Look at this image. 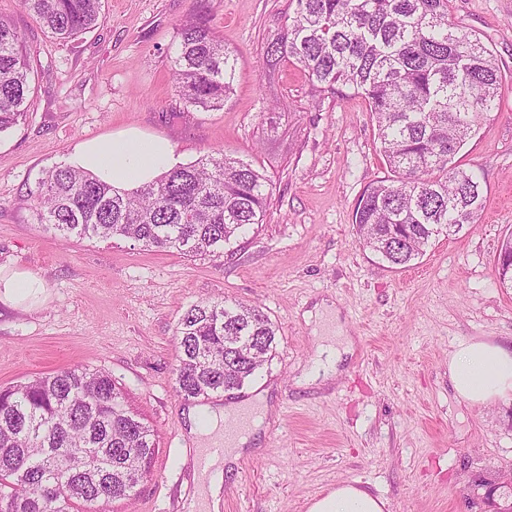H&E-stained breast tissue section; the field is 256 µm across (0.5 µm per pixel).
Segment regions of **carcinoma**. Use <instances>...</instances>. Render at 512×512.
I'll list each match as a JSON object with an SVG mask.
<instances>
[{
  "label": "carcinoma",
  "instance_id": "carcinoma-1",
  "mask_svg": "<svg viewBox=\"0 0 512 512\" xmlns=\"http://www.w3.org/2000/svg\"><path fill=\"white\" fill-rule=\"evenodd\" d=\"M265 54L326 90L362 96L391 176L357 199L358 243L391 266L420 258L437 237L475 224L484 192L454 162L500 104L503 76L477 37L449 20L450 0H295ZM55 39L103 19L102 0H20ZM176 95L203 112L224 107L235 59L201 15L177 28ZM33 68L23 35L0 19V134L25 120ZM269 180L216 149L155 181L118 193L70 165L38 181V223L62 240L131 241L147 250L221 257L263 223ZM175 391L185 401L242 389L276 351V327L259 308L228 300L191 306L181 319ZM253 337L238 348L231 337ZM152 430L130 410L112 375L67 368L0 386V512H99L129 495L155 456Z\"/></svg>",
  "mask_w": 512,
  "mask_h": 512
}]
</instances>
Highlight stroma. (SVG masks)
I'll return each instance as SVG.
<instances>
[{
  "mask_svg": "<svg viewBox=\"0 0 512 512\" xmlns=\"http://www.w3.org/2000/svg\"><path fill=\"white\" fill-rule=\"evenodd\" d=\"M294 7L104 0L103 22L63 45L19 0H0L33 67L26 120L0 135V266L46 284L35 307L0 304V386L76 366L109 372L157 451L135 491L103 512H185L198 484L191 404L174 389L180 321L202 301L256 306L277 327V349L243 390L209 402L266 390L274 411L225 475L222 512H308L340 482L380 496L386 512H486L467 496L475 477L512 467V397H459L448 359L464 339L512 344V288L495 276L512 235V0H450L451 20L504 77L498 111L454 157L479 176L485 207L398 269L356 242L355 203L388 174L367 102L348 89L318 93L291 64L263 61ZM199 9L236 58L234 93L210 112L172 89L177 27ZM129 127L168 138L182 164L215 148L253 162L272 184L264 223L217 260L125 240L63 242L37 224L30 195L43 171L78 142ZM324 300L354 348L337 381L298 386L317 360L304 314Z\"/></svg>",
  "mask_w": 512,
  "mask_h": 512,
  "instance_id": "obj_1",
  "label": "stroma"
}]
</instances>
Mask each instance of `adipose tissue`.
<instances>
[{
    "instance_id": "ef3b65f1",
    "label": "adipose tissue",
    "mask_w": 512,
    "mask_h": 512,
    "mask_svg": "<svg viewBox=\"0 0 512 512\" xmlns=\"http://www.w3.org/2000/svg\"><path fill=\"white\" fill-rule=\"evenodd\" d=\"M69 164L87 171L118 191H131L150 183L171 169L175 154L171 142L162 136L136 129L87 139L75 145ZM46 286L36 274L0 267V303L16 306L44 295ZM315 320L325 321L321 353L332 364H339L350 353L353 340L340 321L334 304H316ZM448 375L454 390L474 404H485L512 395V347L481 340H464L448 360ZM270 407L266 398L244 400L209 410V426L198 423V412H191L189 433L194 446L209 447L225 441L224 460H212L210 472L200 476L198 507L220 512L219 498L225 461L237 460L243 448L254 443ZM385 502L366 489L341 483L326 495L312 501L308 512H384Z\"/></svg>"
}]
</instances>
